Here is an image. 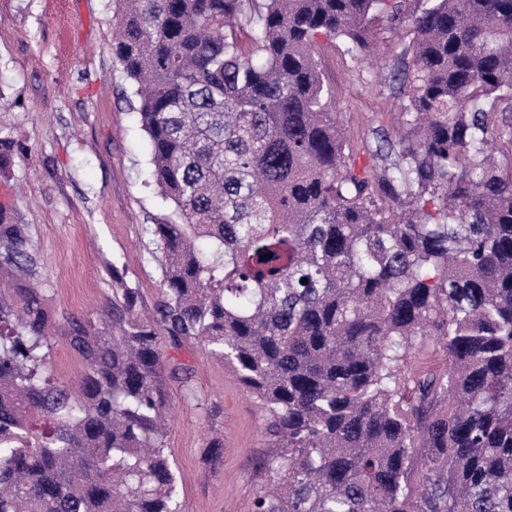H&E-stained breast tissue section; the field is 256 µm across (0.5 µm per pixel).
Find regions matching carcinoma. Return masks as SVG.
Listing matches in <instances>:
<instances>
[{
	"label": "carcinoma",
	"mask_w": 512,
	"mask_h": 512,
	"mask_svg": "<svg viewBox=\"0 0 512 512\" xmlns=\"http://www.w3.org/2000/svg\"><path fill=\"white\" fill-rule=\"evenodd\" d=\"M411 40L353 142L318 37ZM512 0H116L112 54L173 205L154 315L112 264L52 319L0 210V512H184L161 341L222 360L279 452L251 512H512ZM307 282H302V279ZM448 355L420 374L426 340ZM63 343L78 391L49 370ZM421 448L420 465L415 449Z\"/></svg>",
	"instance_id": "carcinoma-1"
}]
</instances>
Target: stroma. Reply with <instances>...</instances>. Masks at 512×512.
Wrapping results in <instances>:
<instances>
[{"mask_svg": "<svg viewBox=\"0 0 512 512\" xmlns=\"http://www.w3.org/2000/svg\"><path fill=\"white\" fill-rule=\"evenodd\" d=\"M112 0H0V141L12 142L0 187L27 224L53 318L96 316L112 296L119 262L141 293L160 298V267L147 225L172 206L148 183L150 145L112 54ZM378 55L358 64L331 43L320 66L339 119L357 139L397 102L384 81L409 35L375 28ZM172 425L166 448L186 512H249L266 487L256 469L272 454L264 412L232 370L193 342H163ZM220 440L218 459L208 447Z\"/></svg>", "mask_w": 512, "mask_h": 512, "instance_id": "stroma-1", "label": "stroma"}]
</instances>
